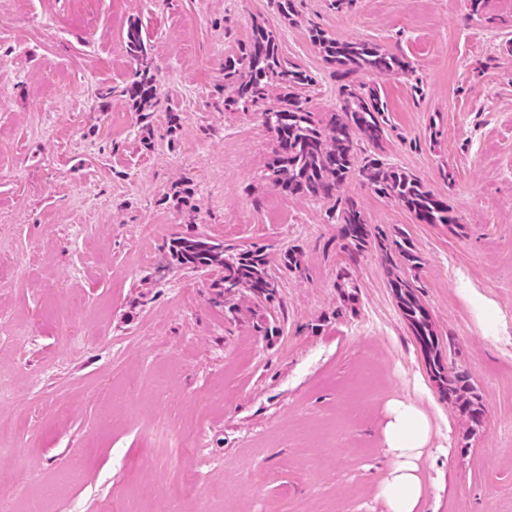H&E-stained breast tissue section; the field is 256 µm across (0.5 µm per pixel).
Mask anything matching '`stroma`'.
Here are the masks:
<instances>
[{"label": "stroma", "mask_w": 512, "mask_h": 512, "mask_svg": "<svg viewBox=\"0 0 512 512\" xmlns=\"http://www.w3.org/2000/svg\"><path fill=\"white\" fill-rule=\"evenodd\" d=\"M137 24L157 104L124 94ZM277 32L338 105L310 42L318 25L411 62L424 89L381 79L391 131L382 156L444 200L459 225L423 224L350 181L369 224L408 233L407 275L443 359L479 395L469 433L431 381L380 255L350 263L325 203L264 180L271 135L225 111L224 58L254 24ZM112 90L99 98V88ZM192 196L176 207L182 186ZM265 247L280 290L213 301L216 274L174 261V239ZM301 254L299 269L280 261ZM0 489L9 512H193L166 488L187 471L222 488L210 512H387L378 496L391 402L432 426L419 512H512V0H0ZM349 271L353 299L337 286ZM265 314L277 331L256 327ZM87 337L69 336L70 323Z\"/></svg>", "instance_id": "1"}]
</instances>
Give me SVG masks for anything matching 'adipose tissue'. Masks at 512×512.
Returning a JSON list of instances; mask_svg holds the SVG:
<instances>
[{"mask_svg":"<svg viewBox=\"0 0 512 512\" xmlns=\"http://www.w3.org/2000/svg\"><path fill=\"white\" fill-rule=\"evenodd\" d=\"M430 432L428 417L416 405L397 402L391 406L383 428L389 462L379 486L387 512H418L425 497L420 461Z\"/></svg>","mask_w":512,"mask_h":512,"instance_id":"1","label":"adipose tissue"}]
</instances>
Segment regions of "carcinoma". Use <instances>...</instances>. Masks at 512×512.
I'll use <instances>...</instances> for the list:
<instances>
[{"instance_id": "carcinoma-1", "label": "carcinoma", "mask_w": 512, "mask_h": 512, "mask_svg": "<svg viewBox=\"0 0 512 512\" xmlns=\"http://www.w3.org/2000/svg\"><path fill=\"white\" fill-rule=\"evenodd\" d=\"M309 38L325 63L342 81L336 111L325 116L307 107L305 90L314 79L283 54L277 33L254 25L251 39L224 59V109L261 112L272 138L265 179L271 187L291 197L330 201L329 220L340 225L341 248L351 260L373 248L388 266L389 286L422 350L430 356L440 392L455 400L472 426L483 424L484 412L472 396L467 376L444 367L438 351L439 338L428 309L415 285L400 274L402 266L417 267L421 258L403 232L387 234L373 228L364 212L344 187L354 178L376 194L391 199L414 214L423 224L452 225L458 218L412 173L399 168L379 153L390 126L387 105L380 88L358 81L361 74L377 77L413 76L403 56L362 40H340L317 27ZM127 52L136 61L135 79L126 96L144 112L156 104V75L148 57L141 29L135 25L125 35ZM372 150L359 152L356 138ZM171 256L190 269L220 268L223 276L213 283L214 295L226 300L247 292L267 302L276 299L280 284L269 271L261 246L233 252L203 234L173 241Z\"/></svg>"}]
</instances>
